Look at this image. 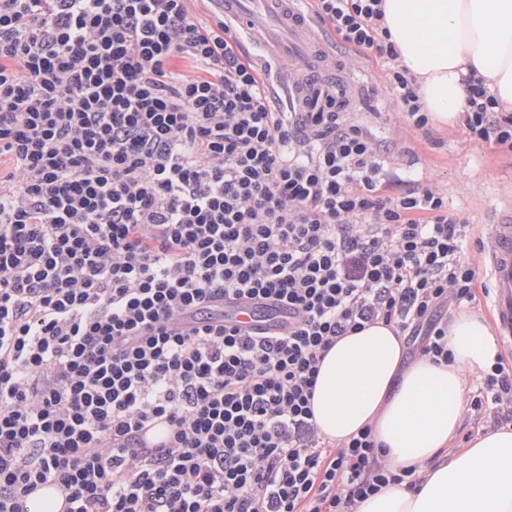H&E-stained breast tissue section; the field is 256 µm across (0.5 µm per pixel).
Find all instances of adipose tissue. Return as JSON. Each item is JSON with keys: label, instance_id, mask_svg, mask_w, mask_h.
<instances>
[{"label": "adipose tissue", "instance_id": "ef3b65f1", "mask_svg": "<svg viewBox=\"0 0 512 512\" xmlns=\"http://www.w3.org/2000/svg\"><path fill=\"white\" fill-rule=\"evenodd\" d=\"M401 63L416 76L434 122L455 126L475 74L512 112V0H383ZM449 362L408 358L400 331L383 321L337 340L320 364L311 400L319 433L340 444L371 428L381 460L414 468L357 512H512V426L490 430L453 456L467 403L466 377L499 353L489 322L470 309L448 320Z\"/></svg>", "mask_w": 512, "mask_h": 512}]
</instances>
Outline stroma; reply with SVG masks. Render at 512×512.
<instances>
[{
  "mask_svg": "<svg viewBox=\"0 0 512 512\" xmlns=\"http://www.w3.org/2000/svg\"><path fill=\"white\" fill-rule=\"evenodd\" d=\"M329 51L337 68L354 71L364 83L355 117L372 128L388 169L402 180L387 189V196H397L408 186L439 185L447 193L449 209L466 220L468 253L477 255V241L485 237L488 222L512 201L507 196L512 188V154L470 139L461 125H434L426 131L401 126L380 84L375 56H356L334 39Z\"/></svg>",
  "mask_w": 512,
  "mask_h": 512,
  "instance_id": "1",
  "label": "stroma"
}]
</instances>
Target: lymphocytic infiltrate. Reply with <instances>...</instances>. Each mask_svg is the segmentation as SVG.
Listing matches in <instances>:
<instances>
[{"label": "lymphocytic infiltrate", "instance_id": "obj_1", "mask_svg": "<svg viewBox=\"0 0 512 512\" xmlns=\"http://www.w3.org/2000/svg\"><path fill=\"white\" fill-rule=\"evenodd\" d=\"M190 0H0V512L42 482L70 512H356L402 474L370 430L339 446L310 400L337 339L380 320L446 360L471 301L467 225L439 187L396 197L372 129L283 112L224 22ZM375 51L393 109L429 124L382 0H313ZM196 73L172 70L173 59ZM471 139L512 153V113L468 77ZM288 305V333L225 324ZM194 328L170 327L178 312ZM512 415V367L470 410ZM165 440L141 433L155 422Z\"/></svg>", "mask_w": 512, "mask_h": 512}]
</instances>
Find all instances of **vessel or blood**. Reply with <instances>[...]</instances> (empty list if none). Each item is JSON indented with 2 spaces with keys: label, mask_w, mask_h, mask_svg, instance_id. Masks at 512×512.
Instances as JSON below:
<instances>
[{
  "label": "vessel or blood",
  "mask_w": 512,
  "mask_h": 512,
  "mask_svg": "<svg viewBox=\"0 0 512 512\" xmlns=\"http://www.w3.org/2000/svg\"><path fill=\"white\" fill-rule=\"evenodd\" d=\"M217 11L237 22L245 37L272 61L276 82L294 111H310L313 101L335 91L337 106L354 102L362 86L354 75L337 72L318 34L317 23L305 19L294 0H212ZM492 248L486 267L492 284L491 305L503 347L512 352V209L487 226ZM259 304L225 303L226 324L251 332L284 333L293 320L287 308L274 309V319L261 321Z\"/></svg>",
  "instance_id": "b4317fda"
}]
</instances>
